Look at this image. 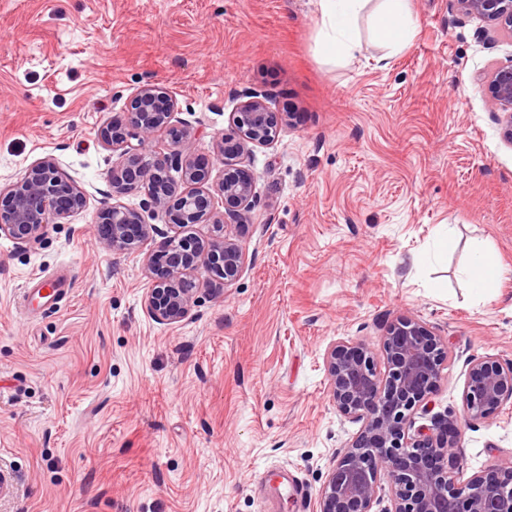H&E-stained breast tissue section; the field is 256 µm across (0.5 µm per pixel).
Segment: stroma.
Masks as SVG:
<instances>
[{
    "label": "stroma",
    "instance_id": "1",
    "mask_svg": "<svg viewBox=\"0 0 512 512\" xmlns=\"http://www.w3.org/2000/svg\"><path fill=\"white\" fill-rule=\"evenodd\" d=\"M368 0L354 63L320 52L318 0H0V186L52 157L87 207L24 245L0 237V512H317L360 429L332 403L324 354L343 338L379 351L402 316L448 344L434 410L462 414L468 358L512 361V146L480 76L512 60L456 0H411L399 50ZM178 99L190 151L212 158L241 90L290 126L245 165L254 208L241 277L201 287L167 325L145 308L143 255L105 248L115 158L100 138L136 90ZM454 230L456 248L437 245ZM502 276L462 274L472 242ZM68 266L64 299L26 316L31 278ZM463 477L512 461V404L461 424ZM501 275V265L495 252L482 246H476L472 255L469 276L474 288L487 292L495 288Z\"/></svg>",
    "mask_w": 512,
    "mask_h": 512
}]
</instances>
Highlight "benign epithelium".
<instances>
[{"label": "benign epithelium", "mask_w": 512, "mask_h": 512, "mask_svg": "<svg viewBox=\"0 0 512 512\" xmlns=\"http://www.w3.org/2000/svg\"><path fill=\"white\" fill-rule=\"evenodd\" d=\"M456 2L463 15L512 38V0ZM482 83L502 137L512 145V60L494 67ZM241 97L231 131L217 137L210 161L192 157L191 132L173 123L176 93L157 84L138 88L124 119L100 132L117 153L109 175L112 192L141 189L145 198L139 211L104 205L97 237L114 253H140L152 235L162 233L145 222L144 213L175 229L147 256L151 288L145 306L157 321L175 324L190 314L199 291L191 273L198 264H206L224 287L244 271V249L229 231L247 225L254 203L253 178L242 160L252 148L273 144L285 119L268 105L265 91L251 87ZM159 132L168 135L163 152L154 145ZM215 163L224 172L216 188L224 200L222 211L214 206V194L201 188ZM180 182L191 189L178 191ZM86 204V192L45 157L29 165L18 181L0 188V237L26 243ZM193 224L211 225L210 237L186 232ZM381 355L382 373L375 354L361 344L340 340L326 354L332 402L340 415L362 426L329 471L319 491V512H512V465L461 479L458 421L432 413L431 397L448 358L442 339L421 321L404 316L387 328ZM509 403L512 363L468 360L464 421L487 419ZM418 414L430 416V424L415 425ZM383 477L391 484V506L376 511L383 500Z\"/></svg>", "instance_id": "benign-epithelium-1"}]
</instances>
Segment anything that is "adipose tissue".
Segmentation results:
<instances>
[{"instance_id": "obj_1", "label": "adipose tissue", "mask_w": 512, "mask_h": 512, "mask_svg": "<svg viewBox=\"0 0 512 512\" xmlns=\"http://www.w3.org/2000/svg\"><path fill=\"white\" fill-rule=\"evenodd\" d=\"M385 12L380 20L378 37L388 47L399 48L413 30L410 0H385ZM363 0H319L322 26L320 50L327 59L351 61L360 51L352 24Z\"/></svg>"}]
</instances>
